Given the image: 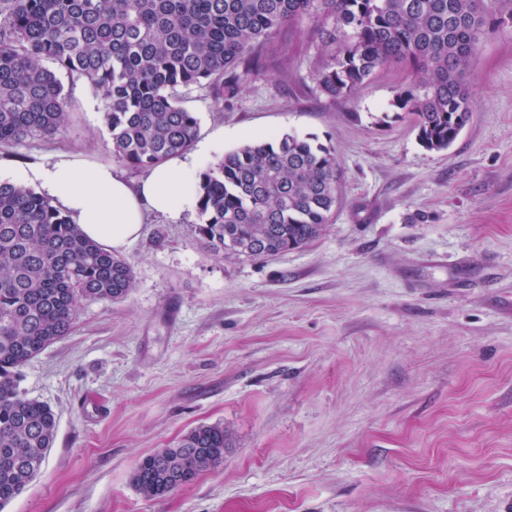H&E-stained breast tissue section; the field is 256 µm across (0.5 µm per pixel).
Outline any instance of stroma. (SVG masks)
<instances>
[{
  "label": "stroma",
  "mask_w": 512,
  "mask_h": 512,
  "mask_svg": "<svg viewBox=\"0 0 512 512\" xmlns=\"http://www.w3.org/2000/svg\"><path fill=\"white\" fill-rule=\"evenodd\" d=\"M264 71L195 112L206 167L285 133L336 151L326 231L262 259L214 256L192 210L148 214L122 255L134 287L81 307L70 333L19 370L57 433L0 512H512V32L472 57L474 111L424 149L394 101L401 65L350 103L320 94L316 25L291 24ZM54 137L0 151V169L113 157L101 96L64 79ZM224 424L222 463L161 499L135 491L141 457Z\"/></svg>",
  "instance_id": "35a3bbf8"
}]
</instances>
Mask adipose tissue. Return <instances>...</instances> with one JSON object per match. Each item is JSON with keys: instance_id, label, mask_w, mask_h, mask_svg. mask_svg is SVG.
I'll return each instance as SVG.
<instances>
[{"instance_id": "obj_1", "label": "adipose tissue", "mask_w": 512, "mask_h": 512, "mask_svg": "<svg viewBox=\"0 0 512 512\" xmlns=\"http://www.w3.org/2000/svg\"><path fill=\"white\" fill-rule=\"evenodd\" d=\"M196 169V161L170 159L133 185L112 166L60 156L16 169L11 178L39 183L87 237L119 251L139 238L146 213L176 217L195 206Z\"/></svg>"}]
</instances>
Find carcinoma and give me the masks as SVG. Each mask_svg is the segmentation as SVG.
Listing matches in <instances>:
<instances>
[{"mask_svg":"<svg viewBox=\"0 0 512 512\" xmlns=\"http://www.w3.org/2000/svg\"><path fill=\"white\" fill-rule=\"evenodd\" d=\"M0 149L51 138L66 124L61 75L99 92L112 156L149 171L188 151L198 120L177 89L214 104L259 72L260 51L286 25L320 17L327 53L317 87L353 100L375 72L408 66L396 96L428 150L448 148L473 112L469 61L490 32L512 30V0H0ZM340 170L334 150L284 134L245 144L200 172L196 232L217 255L299 249L326 228ZM133 269L85 237L34 188L0 181V509L33 481L57 420L14 370L69 334L87 302L126 298ZM231 434L201 424L136 465L131 482L165 497L221 463Z\"/></svg>","mask_w":512,"mask_h":512,"instance_id":"obj_1","label":"carcinoma"}]
</instances>
